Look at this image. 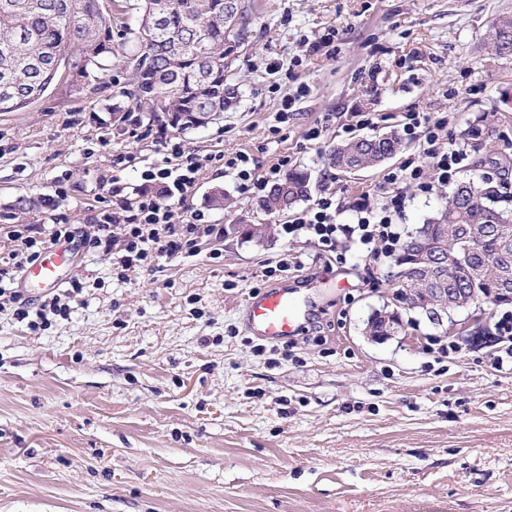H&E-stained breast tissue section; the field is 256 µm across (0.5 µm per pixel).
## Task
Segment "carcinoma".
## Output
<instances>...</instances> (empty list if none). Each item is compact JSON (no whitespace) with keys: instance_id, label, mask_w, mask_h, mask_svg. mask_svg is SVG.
I'll return each instance as SVG.
<instances>
[{"instance_id":"obj_1","label":"carcinoma","mask_w":512,"mask_h":512,"mask_svg":"<svg viewBox=\"0 0 512 512\" xmlns=\"http://www.w3.org/2000/svg\"><path fill=\"white\" fill-rule=\"evenodd\" d=\"M136 32L138 103L152 106L177 130L192 127L195 112H224L236 103L237 88L228 68L251 38L252 0H234L235 13L224 15L226 0H142ZM487 44L495 55L512 59V16L490 26ZM112 53V15L99 0H0V112H20L43 97L69 68L80 78ZM488 118L475 115L463 130L464 144L479 151L487 137ZM400 138L354 139L331 150L338 167L369 168L393 157ZM310 178L291 170L261 200L268 213L288 211L309 194ZM481 173L458 184L395 257L407 288L422 278L424 248L441 252L436 258L438 288H459L448 278L447 248L457 252L468 268L483 269L482 288H495L493 303L512 302V211L498 207L500 197ZM485 231L480 249H470L466 234Z\"/></svg>"}]
</instances>
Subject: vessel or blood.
Segmentation results:
<instances>
[{
    "instance_id": "1",
    "label": "vessel or blood",
    "mask_w": 512,
    "mask_h": 512,
    "mask_svg": "<svg viewBox=\"0 0 512 512\" xmlns=\"http://www.w3.org/2000/svg\"><path fill=\"white\" fill-rule=\"evenodd\" d=\"M75 257L73 243L64 240L55 243L41 259L25 269L19 278L20 288H38L48 293L63 287L61 271ZM296 288L295 282L284 280L262 293L248 296L243 309L248 332L271 342L300 334L310 312Z\"/></svg>"
}]
</instances>
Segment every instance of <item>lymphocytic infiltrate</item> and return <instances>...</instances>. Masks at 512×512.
<instances>
[{
    "mask_svg": "<svg viewBox=\"0 0 512 512\" xmlns=\"http://www.w3.org/2000/svg\"><path fill=\"white\" fill-rule=\"evenodd\" d=\"M448 118L431 112L404 113L402 133L406 138L423 143L424 158L410 161L391 171L387 179L395 192L380 205L367 199L354 201L352 211L356 223L336 221V202L332 196H323L310 207L298 213L290 222L281 225L283 235L307 237L324 253L338 254L343 243L361 246L373 258L389 256L401 246V235L393 222L405 204V188L414 186L420 191H432L435 185H445L463 168L465 152L441 146L440 133ZM163 158L159 164L143 170L142 183L134 192H127L120 180H113L110 199L96 215L92 233L80 241L81 246L110 258L122 269L151 265L157 258H175L194 252L199 239L220 237L223 225L213 223L203 211H193L181 221H174L173 213L187 194L196 186L207 166L215 164L235 173L239 190L249 197H264L268 187L280 181L292 164L291 156H283L264 172H255L248 152L215 153L199 156L185 150L181 142L161 141ZM48 231L30 228L14 230L13 243L8 253L15 268H23L38 260L42 253L60 240H72L69 219L56 214ZM8 270L0 268V312L11 311L13 317L26 323L30 329L46 326L51 315L68 316L67 296L55 294L45 297L38 305H30L19 289L10 287Z\"/></svg>",
    "mask_w": 512,
    "mask_h": 512,
    "instance_id": "f902f5d3",
    "label": "lymphocytic infiltrate"
}]
</instances>
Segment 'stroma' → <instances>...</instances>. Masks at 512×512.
Returning a JSON list of instances; mask_svg holds the SVG:
<instances>
[{
    "instance_id": "1",
    "label": "stroma",
    "mask_w": 512,
    "mask_h": 512,
    "mask_svg": "<svg viewBox=\"0 0 512 512\" xmlns=\"http://www.w3.org/2000/svg\"><path fill=\"white\" fill-rule=\"evenodd\" d=\"M120 4L100 0L112 52L88 79L63 76L25 110L0 112V248L14 229L48 227L45 206L5 214L19 198L52 194L58 175H70L60 209L80 236L112 177L137 188L159 158L125 134L151 117L128 99L138 0ZM504 14L512 0H254L253 36L230 76L237 105L162 134L201 156L247 151L261 171L292 156L311 174L312 198L334 195L338 223L353 224L350 203L391 196L387 173L421 159L423 146L405 141L393 159L347 175L327 160L337 143L398 129L416 110L447 114L440 139L459 149L466 120L485 112L493 132L456 178L501 165L512 182V61L484 45ZM332 26L335 55L310 52ZM301 83L308 95L277 123ZM361 112L378 124L360 125ZM316 125L321 139L306 140ZM119 154L130 166L113 167ZM217 188L228 208L212 207ZM448 191L408 188L401 234ZM195 208L274 231L205 237L192 256L119 277L84 253L66 271L83 285L69 317L32 331L0 313V512H512V368L497 363L512 338L495 333L497 307L478 323L452 312L456 334L406 309L403 330L379 340L366 327L396 303L392 258L353 247L339 262L283 236L287 215L261 210L235 173L213 165L175 214ZM295 256L321 281L316 317L255 352L243 303L268 287L266 268ZM448 344L455 352L442 353Z\"/></svg>"
}]
</instances>
